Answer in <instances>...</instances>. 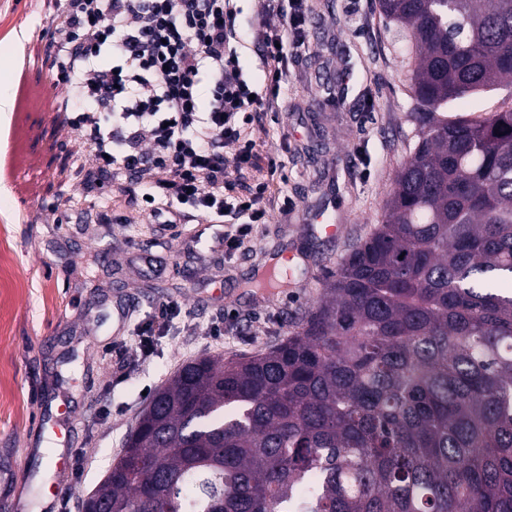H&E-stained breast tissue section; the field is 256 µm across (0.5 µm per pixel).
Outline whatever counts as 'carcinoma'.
Wrapping results in <instances>:
<instances>
[{
    "label": "carcinoma",
    "mask_w": 512,
    "mask_h": 512,
    "mask_svg": "<svg viewBox=\"0 0 512 512\" xmlns=\"http://www.w3.org/2000/svg\"><path fill=\"white\" fill-rule=\"evenodd\" d=\"M417 140L384 218L291 336L183 365L101 512H512V0H378ZM512 94V88L510 86H501L500 89L495 91L481 94L472 99L463 101L459 104L461 109H475L482 112H452L459 114L469 113H490L496 111L504 101L508 102L510 95Z\"/></svg>",
    "instance_id": "1"
}]
</instances>
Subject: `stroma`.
<instances>
[{"mask_svg": "<svg viewBox=\"0 0 512 512\" xmlns=\"http://www.w3.org/2000/svg\"><path fill=\"white\" fill-rule=\"evenodd\" d=\"M47 23L41 0H0V76L22 52L20 107L0 122V215L9 221L0 279V462L19 471L0 512H81L104 480L151 395L182 365L205 356L250 357L296 331L328 276L381 219L397 171L414 144L409 120L408 44L386 25L378 0H306L305 53L289 57L288 84L273 108L256 113L248 178L269 184L270 208L243 246L195 250V227L166 228L141 213L132 224L85 222L66 208L81 191L86 160L60 126L52 80L42 65ZM280 164L270 176L268 163ZM333 213L335 237L306 231L311 210ZM297 266L281 287L256 288L270 257ZM131 312L112 333L114 300ZM180 303L168 331L142 358L138 324L161 302ZM56 448H82L69 461L80 480L58 491L43 467Z\"/></svg>", "mask_w": 512, "mask_h": 512, "instance_id": "obj_1", "label": "stroma"}]
</instances>
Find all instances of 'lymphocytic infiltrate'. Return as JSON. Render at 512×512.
I'll use <instances>...</instances> for the list:
<instances>
[{"label":"lymphocytic infiltrate","mask_w":512,"mask_h":512,"mask_svg":"<svg viewBox=\"0 0 512 512\" xmlns=\"http://www.w3.org/2000/svg\"><path fill=\"white\" fill-rule=\"evenodd\" d=\"M51 69L66 90L68 133L92 159L87 190L116 185L162 224L199 219L264 223L267 186L239 190L256 143L251 114L277 101L288 55L306 49L303 0H258V14L288 17L290 33L263 28L254 42L262 87L244 75L236 0H44Z\"/></svg>","instance_id":"f902f5d3"}]
</instances>
